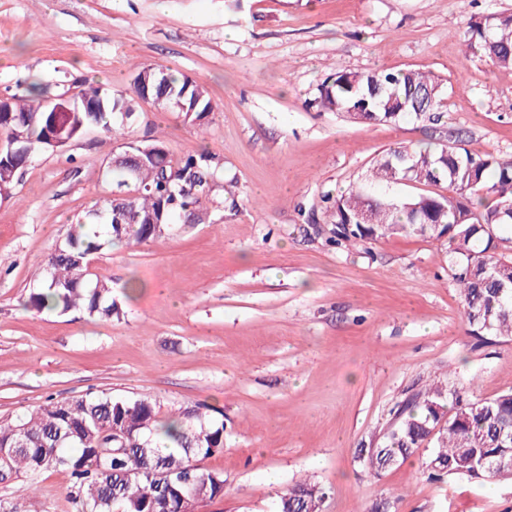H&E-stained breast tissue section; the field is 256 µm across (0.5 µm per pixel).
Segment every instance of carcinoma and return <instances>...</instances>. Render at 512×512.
<instances>
[{"label":"carcinoma","instance_id":"obj_1","mask_svg":"<svg viewBox=\"0 0 512 512\" xmlns=\"http://www.w3.org/2000/svg\"><path fill=\"white\" fill-rule=\"evenodd\" d=\"M463 57L478 56L492 67L512 70V12L474 16L459 33ZM40 84L30 95L10 97L0 112V135L15 140L0 155V191L8 194L36 157L61 150L92 127L126 136L112 159L113 188L95 208L76 217L65 242L48 260L27 308L36 313L79 311L110 319L120 314L107 281L88 269L92 256L115 242L142 244L171 233L177 223L203 224L206 202L216 190L235 205V182H220L223 166L207 150L174 160L163 143L132 134L138 101L181 113L198 125L214 111L207 89L159 65L143 68L131 92L115 94L102 83L76 94L69 112H43ZM312 106L360 124H395L414 118L439 125L447 105L430 71H339L317 88ZM444 186L413 196L379 195L371 186ZM336 241L360 244L394 234L448 244V270L458 286L469 333L478 338L512 337V258L500 252L512 239V157L474 153L458 143L389 149L347 191L325 199ZM368 210L370 223L357 215ZM427 445L425 466L434 480H512V390L473 399L469 389L433 382L399 410L398 422L379 448L358 458L378 475L388 462L408 458ZM224 448V423L201 406L159 417L148 398L107 393L49 398L31 412L0 424V485L24 477L35 507V479L60 471L70 477L74 512H178L188 489L208 501L224 496V473L205 470L199 459ZM327 491L309 478L297 480L277 503V512H316Z\"/></svg>","mask_w":512,"mask_h":512}]
</instances>
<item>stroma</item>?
<instances>
[{
	"label": "stroma",
	"mask_w": 512,
	"mask_h": 512,
	"mask_svg": "<svg viewBox=\"0 0 512 512\" xmlns=\"http://www.w3.org/2000/svg\"><path fill=\"white\" fill-rule=\"evenodd\" d=\"M512 0H0V97L100 82L129 91L160 65L209 90L201 125L140 102L135 132L172 158L208 150L236 183L206 224H181L92 258L122 312L24 309L74 218L111 188L121 140L92 129L34 159L0 199V422L47 397H146L161 415L204 404L224 447L200 461L224 474L202 512H276L295 480L327 488L324 512H512V482L436 481L419 449L373 476L358 460L383 444L398 409L430 380L477 399L512 389V339L471 336L433 239L331 244L322 199L397 146L462 137L512 154V71L463 59L471 14ZM423 68L447 95L444 125L357 124L310 101L340 70ZM136 286L132 298L124 290ZM69 477L38 480L41 512H73Z\"/></svg>",
	"instance_id": "1"
}]
</instances>
